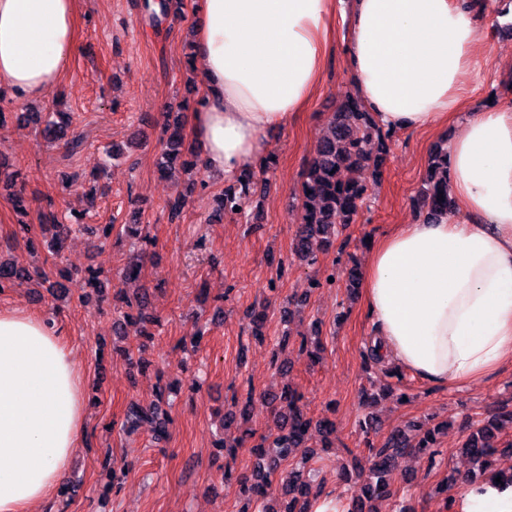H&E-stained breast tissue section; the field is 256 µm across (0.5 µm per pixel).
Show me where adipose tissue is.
<instances>
[{
    "instance_id": "obj_1",
    "label": "adipose tissue",
    "mask_w": 512,
    "mask_h": 512,
    "mask_svg": "<svg viewBox=\"0 0 512 512\" xmlns=\"http://www.w3.org/2000/svg\"><path fill=\"white\" fill-rule=\"evenodd\" d=\"M78 0H0V90L27 103L59 86L78 51ZM341 15L352 90L384 131L447 128L448 192L470 219L398 224L361 273L369 345L440 387L512 369V104L471 107L459 79L479 28L468 0H198L187 113L204 166L233 179L264 134L316 92ZM87 434L75 351L53 321L0 307V512H29L67 479Z\"/></svg>"
}]
</instances>
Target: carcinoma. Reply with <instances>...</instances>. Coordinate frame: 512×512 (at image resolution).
I'll return each instance as SVG.
<instances>
[{"mask_svg": "<svg viewBox=\"0 0 512 512\" xmlns=\"http://www.w3.org/2000/svg\"><path fill=\"white\" fill-rule=\"evenodd\" d=\"M24 125L39 127V134L47 143L56 142L67 134L68 124L51 119L44 120L39 112H24L17 116ZM389 134L376 126L371 115L354 96H347L339 110L328 120L327 133L321 139L314 158L305 170L300 186L302 197L301 222L297 225L293 253L307 266L317 264L318 255L334 245L339 228L354 223L359 208L367 195L369 184L375 180L386 150ZM196 155L186 145L178 126H173L167 138L160 143L161 169L176 165L192 170L197 162L181 160L183 153ZM447 154L437 153L429 164L427 189L417 199V216L438 219L453 213L455 204L448 194ZM254 173L247 171L236 178L219 196L220 204L213 221L235 214V208L245 209L250 200ZM47 230L55 242L54 255L62 258L63 245L76 231L72 224L60 223L54 214H42ZM100 236L107 240L113 232L125 237L132 244L153 245L148 226L131 217L127 224H101ZM37 278L49 283L52 293L63 296L69 293L68 284L80 281L92 284L100 273L88 269L68 271L62 281L49 282L46 272L20 263L15 259H0V294L16 282ZM273 417L277 432L259 437L251 446L255 462L250 471L238 477L240 494L248 507L241 512H313L322 489L314 479L312 440L322 447L331 446L335 434L334 423L328 418H314L307 412L303 396L290 387L261 395ZM151 425L154 439L163 441L170 436L171 418L160 413L156 403L144 405L137 400L128 403L123 428L132 429L141 424ZM512 424V406L502 407L488 419L482 420L460 444L461 453L473 463L486 469L497 454H512V442L503 440L501 430ZM440 427L420 423L394 427L383 440L369 444L372 465L368 472L350 473L341 467L340 476L363 481L362 497L350 502L347 512H375L372 503L390 496V475L398 459L414 454L433 466L437 455V435ZM280 481L279 496L270 493L273 479Z\"/></svg>", "mask_w": 512, "mask_h": 512, "instance_id": "1", "label": "carcinoma"}]
</instances>
